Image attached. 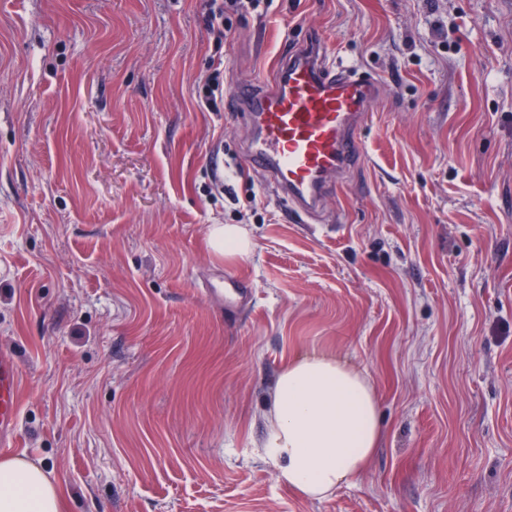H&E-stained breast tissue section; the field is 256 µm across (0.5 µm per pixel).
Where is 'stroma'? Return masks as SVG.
Wrapping results in <instances>:
<instances>
[{
  "instance_id": "35a3bbf8",
  "label": "stroma",
  "mask_w": 512,
  "mask_h": 512,
  "mask_svg": "<svg viewBox=\"0 0 512 512\" xmlns=\"http://www.w3.org/2000/svg\"><path fill=\"white\" fill-rule=\"evenodd\" d=\"M208 4L0 0V457L47 460L68 512H512V0H270L222 43ZM313 37L380 96L306 223L246 167L247 116L198 95L213 60L260 81ZM237 223L251 252L216 255ZM229 274L238 314L206 293ZM311 349L380 401L321 500L261 449ZM241 224H215L209 230V244L224 257L244 254L250 250L251 241ZM250 293L249 283L238 274L224 278V300L228 308L238 309L247 302ZM17 377L18 368L13 356L0 353V444L4 434L13 429Z\"/></svg>"
}]
</instances>
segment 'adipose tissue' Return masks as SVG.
Segmentation results:
<instances>
[{
	"mask_svg": "<svg viewBox=\"0 0 512 512\" xmlns=\"http://www.w3.org/2000/svg\"><path fill=\"white\" fill-rule=\"evenodd\" d=\"M380 436L379 401L363 370L326 350L283 367L263 441L281 483L325 498L364 472ZM0 512H66L47 461L0 458Z\"/></svg>",
	"mask_w": 512,
	"mask_h": 512,
	"instance_id": "obj_1",
	"label": "adipose tissue"
}]
</instances>
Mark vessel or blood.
<instances>
[{"mask_svg":"<svg viewBox=\"0 0 512 512\" xmlns=\"http://www.w3.org/2000/svg\"><path fill=\"white\" fill-rule=\"evenodd\" d=\"M377 93L375 80L348 67H325L315 45L284 55L269 84L233 88V109L258 129L244 147L247 166L277 186L297 217H313L359 161L357 133ZM249 293L248 281L237 274L208 291L234 310L246 304ZM17 377L13 356L0 353V437L13 428Z\"/></svg>","mask_w":512,"mask_h":512,"instance_id":"obj_1","label":"vessel or blood"}]
</instances>
